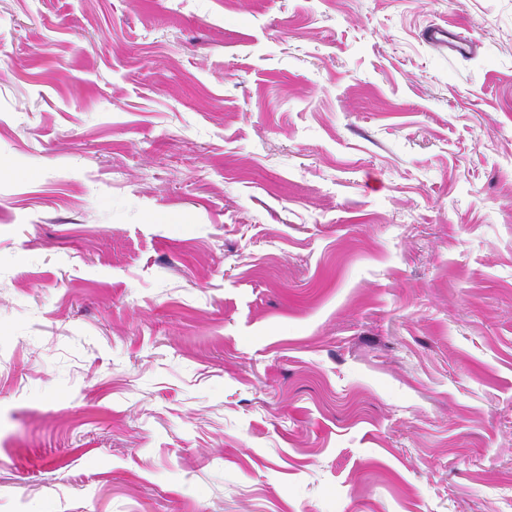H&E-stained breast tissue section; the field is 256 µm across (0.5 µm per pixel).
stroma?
Masks as SVG:
<instances>
[{"instance_id":"35a3bbf8","label":"stroma","mask_w":512,"mask_h":512,"mask_svg":"<svg viewBox=\"0 0 512 512\" xmlns=\"http://www.w3.org/2000/svg\"><path fill=\"white\" fill-rule=\"evenodd\" d=\"M0 160V512H512V0H0ZM423 39L432 47L440 50H448L459 54H469L475 50L473 42H460L455 37L448 36V30L443 27H428L422 33Z\"/></svg>"}]
</instances>
